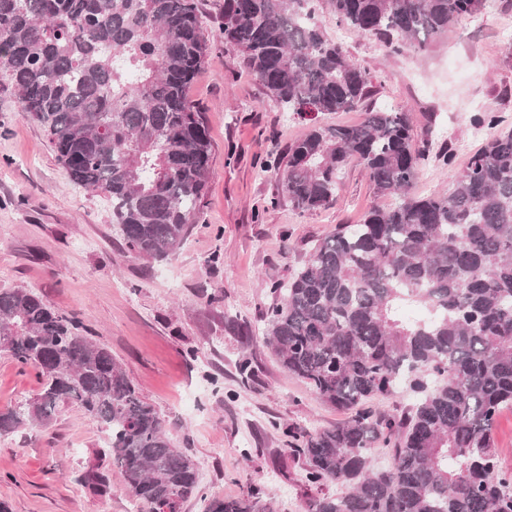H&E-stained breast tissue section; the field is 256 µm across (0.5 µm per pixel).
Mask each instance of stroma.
<instances>
[{
    "label": "stroma",
    "mask_w": 512,
    "mask_h": 512,
    "mask_svg": "<svg viewBox=\"0 0 512 512\" xmlns=\"http://www.w3.org/2000/svg\"><path fill=\"white\" fill-rule=\"evenodd\" d=\"M224 0H202L209 52L190 88L212 143L209 193L188 240L169 259L130 254L100 195L76 187L42 129L0 95V288H31L57 311L77 316L108 348L164 420L173 445L199 467L208 495L232 498L254 484L273 490L274 512H304L322 494L305 480L285 429L314 430L347 419L265 343L266 314L314 244L356 223L378 202L362 167L350 164L336 203L301 211L271 204L277 186L266 164L312 123L355 125L361 112L282 111L243 68L219 33ZM319 19L375 77L377 106L409 112L415 129L437 122L455 154L430 151L414 190L444 194L486 131L474 117L494 112L512 128V0L485 8L435 38L422 54L388 53L375 39ZM219 263H212L213 255ZM195 358H186V349ZM251 358L255 375L237 366ZM40 381L0 353V409L34 398ZM107 434L75 404L48 425L0 438V501L10 512H135L120 473L109 494L82 486L91 449Z\"/></svg>",
    "instance_id": "obj_1"
}]
</instances>
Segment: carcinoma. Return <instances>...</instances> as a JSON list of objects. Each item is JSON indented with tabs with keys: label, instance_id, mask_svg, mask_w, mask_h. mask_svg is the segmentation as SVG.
<instances>
[{
	"label": "carcinoma",
	"instance_id": "obj_1",
	"mask_svg": "<svg viewBox=\"0 0 512 512\" xmlns=\"http://www.w3.org/2000/svg\"><path fill=\"white\" fill-rule=\"evenodd\" d=\"M336 25L388 52L423 53L486 0H326ZM320 0H224L221 31L241 64L284 111L364 108L353 126L319 125L277 159L281 196L303 211L336 200L345 167L362 166L377 197L359 224L319 241L272 307L266 344L282 368L328 405L352 411L329 428L288 429L306 480L341 495L306 512H512V472L494 429L512 405V129L501 116L446 195L413 192L429 140L411 116L367 104L371 71L319 21ZM199 0H0V90L36 121L77 186L112 203L134 254L165 260L203 214L212 144L188 90L208 41ZM415 304L420 318L401 311ZM0 352L42 379L36 398L0 411V437L51 421L78 403L108 432L82 477L109 493L103 459L140 512L174 499L205 512H273L271 491L206 499L196 464L173 447L158 411L73 317L25 288L0 289ZM400 388L414 403H365ZM391 448L378 468L377 442Z\"/></svg>",
	"mask_w": 512,
	"mask_h": 512
}]
</instances>
